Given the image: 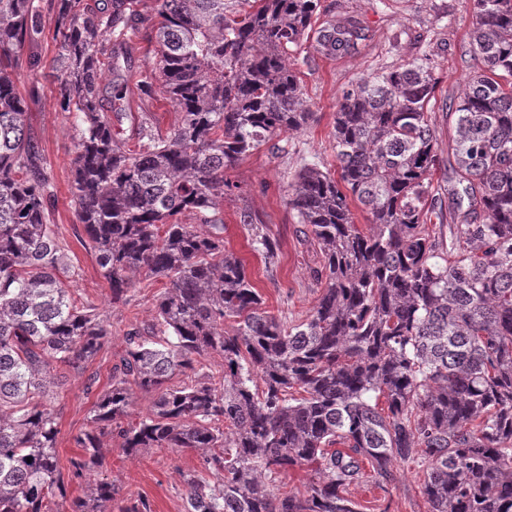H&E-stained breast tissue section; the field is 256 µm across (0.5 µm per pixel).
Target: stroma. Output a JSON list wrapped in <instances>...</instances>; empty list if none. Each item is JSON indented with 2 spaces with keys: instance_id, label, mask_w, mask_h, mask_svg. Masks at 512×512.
I'll use <instances>...</instances> for the list:
<instances>
[{
  "instance_id": "1",
  "label": "stroma",
  "mask_w": 512,
  "mask_h": 512,
  "mask_svg": "<svg viewBox=\"0 0 512 512\" xmlns=\"http://www.w3.org/2000/svg\"><path fill=\"white\" fill-rule=\"evenodd\" d=\"M38 35L26 41L20 55L35 59L17 70V87L32 100L29 114L31 137L48 174L47 211L58 227L62 246L76 275L72 295L77 304L92 305L107 314L112 336L86 371H65L55 402L58 417L57 456L61 471L81 455L75 439L90 426L95 393L86 390L90 374H97L99 389L109 383L112 368L125 349L126 332L145 326L155 315V302L163 290L161 278L139 277L127 294L128 304L112 302V291L79 221L71 193L77 132L74 120L58 104L59 79L54 61L60 45L54 39L55 0H39ZM356 15L368 38L356 51L341 57H325L304 47L291 58L313 118L303 130L274 137L269 143L244 156L226 173L239 190L225 197L214 214L224 224V244L240 257L246 272L260 293L267 310L282 313L299 322L309 315L321 293L315 273L323 265L317 246L305 241L288 206V189L296 172L307 164L335 168L334 125L337 103L344 90L371 75L382 73L409 58L426 57L438 81L430 104L431 125L441 159L432 182L440 196H447L448 141L452 105L472 70L467 48L474 22L473 0H319V20ZM120 68L113 81L124 85L126 96L121 112L112 116V133L122 145L133 146L138 128L148 124L158 135L174 128L180 114L161 92L144 94L143 75L158 58V45L151 24L139 25L127 44L119 46ZM250 212L265 225L280 246L276 268H266L263 259L249 245L250 232L241 223V211ZM195 451L172 452L151 448L134 457L126 456L116 437L103 440L101 465L91 475L71 483L70 496H81L99 480L111 482L117 494L113 512H123L133 499L149 501L152 512H182L185 474L200 470ZM423 469L417 462L398 464L392 483L377 486L371 479L350 486L347 494L359 512H429L421 493Z\"/></svg>"
}]
</instances>
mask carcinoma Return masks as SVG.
<instances>
[{
    "mask_svg": "<svg viewBox=\"0 0 512 512\" xmlns=\"http://www.w3.org/2000/svg\"><path fill=\"white\" fill-rule=\"evenodd\" d=\"M143 0L101 11L56 0L59 105L75 115L71 191L110 283L126 301L144 273L167 280L153 323L126 332L108 388L97 394L83 453L69 479L99 465L102 438L129 456L149 448L198 453L213 481L186 479L185 512H358L348 488L369 465L385 483L400 462L426 466L429 512H512V0H473L467 77L448 149V201L431 182L438 162L428 109L437 81L417 58L343 92L334 127L338 174L307 165L288 205L324 256L308 318L290 324L262 308L224 225L208 211L234 194L224 178L273 137L312 117L289 58L301 50L318 0H152L159 60L141 80L180 112L138 149L112 136L104 83L143 19ZM35 0H0V512H112L116 489L67 500L56 448L55 370H85L112 336L107 317L71 296L70 268L46 207L48 177L29 137L31 102L14 71L38 32ZM366 40L347 16L316 30L313 49L343 56ZM367 211L355 223L350 201ZM454 219V258L436 209ZM192 213L200 224H184ZM251 247L266 266L279 245L249 212ZM233 320L232 330L225 323ZM224 359L219 376L195 364ZM194 378L179 386L177 375ZM153 394L130 419L129 385ZM319 474L305 494L280 496L295 467Z\"/></svg>",
    "mask_w": 512,
    "mask_h": 512,
    "instance_id": "obj_1",
    "label": "carcinoma"
}]
</instances>
